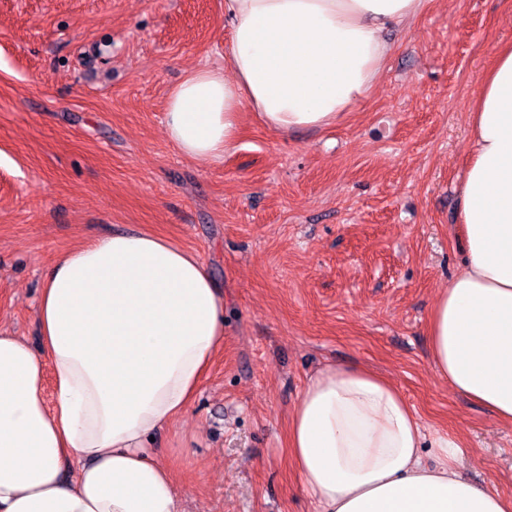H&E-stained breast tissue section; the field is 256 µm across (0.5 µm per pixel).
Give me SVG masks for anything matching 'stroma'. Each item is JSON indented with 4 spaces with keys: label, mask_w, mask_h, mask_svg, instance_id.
Instances as JSON below:
<instances>
[{
    "label": "stroma",
    "mask_w": 512,
    "mask_h": 512,
    "mask_svg": "<svg viewBox=\"0 0 512 512\" xmlns=\"http://www.w3.org/2000/svg\"><path fill=\"white\" fill-rule=\"evenodd\" d=\"M224 0H0V329L40 348L45 271L83 241L161 234L224 292V348L159 434L187 512H316L288 465L290 415L327 365L370 367L459 471L512 500V424L433 368L428 320L462 267L470 107L512 0H430L388 35L336 127L272 133L254 112L221 164L165 129L171 88L228 69Z\"/></svg>",
    "instance_id": "stroma-1"
}]
</instances>
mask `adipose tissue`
Returning <instances> with one entry per match:
<instances>
[{
	"instance_id": "1",
	"label": "adipose tissue",
	"mask_w": 512,
	"mask_h": 512,
	"mask_svg": "<svg viewBox=\"0 0 512 512\" xmlns=\"http://www.w3.org/2000/svg\"><path fill=\"white\" fill-rule=\"evenodd\" d=\"M428 0H224L231 75L201 68L169 94L184 156L223 162L242 107L270 132L341 121L374 88L386 30ZM473 102L458 186L461 271L432 308L435 372L512 424V43ZM41 351L0 330V512H184L152 437L198 394L224 346V294L199 258L154 233L116 232L62 254L39 298ZM437 448L435 467L421 460ZM460 445L423 425L390 380L327 366L288 426V462L317 512H512L462 479Z\"/></svg>"
}]
</instances>
